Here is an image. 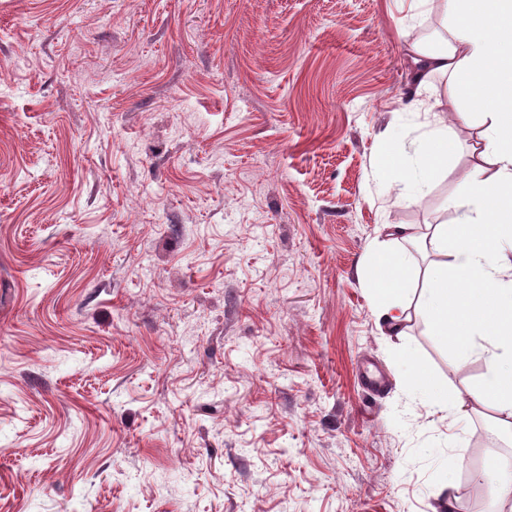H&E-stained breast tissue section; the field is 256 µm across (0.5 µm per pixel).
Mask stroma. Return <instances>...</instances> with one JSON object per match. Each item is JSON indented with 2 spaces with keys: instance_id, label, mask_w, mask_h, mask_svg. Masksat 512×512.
Here are the masks:
<instances>
[{
  "instance_id": "1",
  "label": "stroma",
  "mask_w": 512,
  "mask_h": 512,
  "mask_svg": "<svg viewBox=\"0 0 512 512\" xmlns=\"http://www.w3.org/2000/svg\"><path fill=\"white\" fill-rule=\"evenodd\" d=\"M396 0H0V503L10 512H457L492 494L484 379L364 270L386 224L454 221L458 143L407 173ZM385 392L366 395L365 372Z\"/></svg>"
}]
</instances>
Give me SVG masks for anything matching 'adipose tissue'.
<instances>
[{"mask_svg": "<svg viewBox=\"0 0 512 512\" xmlns=\"http://www.w3.org/2000/svg\"><path fill=\"white\" fill-rule=\"evenodd\" d=\"M418 17L439 11L444 35L431 41L406 35L414 84L405 96L411 112L426 110L420 89L438 76L448 80L451 121L437 124L418 153L422 162L447 160L459 132L467 133L470 157L466 200H451L454 223L389 224L370 246L376 267L369 287L385 335L400 337L408 321L407 283L419 286V303L436 335L448 345L466 343L482 358L484 385L449 402L438 387L428 407L467 416L488 410L512 434V260L500 242L512 238V0H409ZM434 255L424 270L410 266L406 246Z\"/></svg>", "mask_w": 512, "mask_h": 512, "instance_id": "1", "label": "adipose tissue"}]
</instances>
